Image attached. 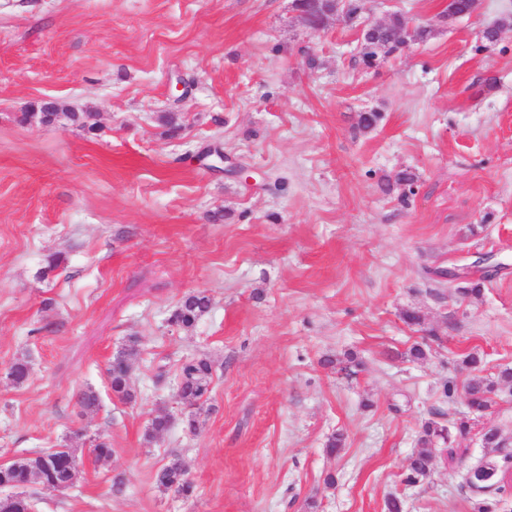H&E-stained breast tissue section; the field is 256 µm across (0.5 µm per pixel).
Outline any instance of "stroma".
Segmentation results:
<instances>
[{"mask_svg":"<svg viewBox=\"0 0 512 512\" xmlns=\"http://www.w3.org/2000/svg\"><path fill=\"white\" fill-rule=\"evenodd\" d=\"M445 10L375 0L362 23L399 14L407 36L365 70L355 27L306 31L293 0H0V463L63 442L82 461L70 489L29 486L37 512H387L391 496L473 512L467 469L512 453V388L467 435L450 428L465 354L489 378L512 369V0ZM44 98L62 115L22 122ZM365 112L381 115L369 131ZM213 146L260 180L211 169ZM481 256L497 268L481 297L434 273ZM197 290L208 313L172 322ZM132 338L123 401L106 369ZM189 357L213 365L192 429ZM161 409L173 423L146 441ZM429 421L448 441L406 483ZM175 457L191 498L155 484Z\"/></svg>","mask_w":512,"mask_h":512,"instance_id":"obj_1","label":"stroma"}]
</instances>
